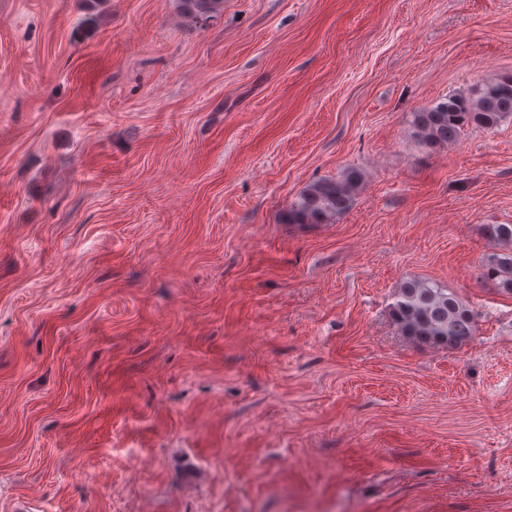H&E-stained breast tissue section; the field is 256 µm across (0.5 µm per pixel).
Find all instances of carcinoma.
Wrapping results in <instances>:
<instances>
[{"label":"carcinoma","mask_w":512,"mask_h":512,"mask_svg":"<svg viewBox=\"0 0 512 512\" xmlns=\"http://www.w3.org/2000/svg\"><path fill=\"white\" fill-rule=\"evenodd\" d=\"M512 117V75L475 86L465 95L452 94L414 113L420 142L435 148L456 142L468 126L495 130ZM363 182L356 168L336 178L322 179L304 188L288 210L290 224H331L346 213ZM485 234L500 248L483 261L482 278L512 294V224H487ZM392 314L402 333L442 347H458L474 336V313L453 292L429 279H409L401 285Z\"/></svg>","instance_id":"obj_1"}]
</instances>
